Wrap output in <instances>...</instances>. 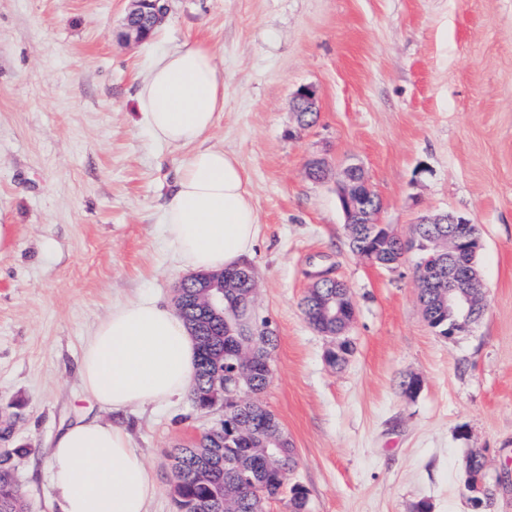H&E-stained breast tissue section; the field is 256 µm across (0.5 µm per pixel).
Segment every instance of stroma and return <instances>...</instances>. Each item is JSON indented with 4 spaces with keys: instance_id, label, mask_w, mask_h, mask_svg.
I'll list each match as a JSON object with an SVG mask.
<instances>
[{
    "instance_id": "35a3bbf8",
    "label": "stroma",
    "mask_w": 512,
    "mask_h": 512,
    "mask_svg": "<svg viewBox=\"0 0 512 512\" xmlns=\"http://www.w3.org/2000/svg\"><path fill=\"white\" fill-rule=\"evenodd\" d=\"M127 0H0V414L28 512H54L48 462L61 429L99 409L79 374L82 347L114 305L170 301L183 272L163 234L185 151L154 143L135 107L151 59L206 42L224 111L209 145L244 166L259 215L249 260L255 325L277 337L263 401L296 454L308 512H477L463 492L482 454L487 512H512V0H169L137 44ZM317 90L303 128L299 86ZM315 155L332 177L311 180ZM359 162L381 223L409 237L449 211L480 228L487 300L464 335L425 321L412 262L353 254L336 175ZM349 287L353 353L330 366L304 318L311 272ZM422 387L405 395L401 380ZM189 399L120 416L174 512L168 452L220 421Z\"/></svg>"
}]
</instances>
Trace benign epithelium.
Returning <instances> with one entry per match:
<instances>
[{
  "mask_svg": "<svg viewBox=\"0 0 512 512\" xmlns=\"http://www.w3.org/2000/svg\"><path fill=\"white\" fill-rule=\"evenodd\" d=\"M169 12L167 0H128L125 16V38L140 43L148 40L150 31L165 21ZM295 112H314L317 93L311 86L299 88L293 95ZM308 176L316 181L327 178L325 161L314 157L307 163ZM337 194L346 223L355 225V234L367 247L366 260L375 262L384 255L380 242L391 237L388 228L378 221L382 208L379 195L373 190L361 165L350 163L342 170V179L337 186ZM421 224H431L433 229L428 239L420 236ZM482 238L473 220L458 213L448 212L434 217H424L414 225L409 238L403 241L402 251L386 265L393 268L403 259L413 254L421 264L424 278L416 280L418 288L428 287V282L448 281V290L441 293L439 301L448 319L447 333L450 335L470 331L483 313L484 288L479 271L471 267V259L481 249ZM252 274L241 270L234 275L222 271L207 274H191L177 284L174 289V303L183 301L182 288L192 283L203 289L200 300L210 315L224 317V296L236 293L239 281L249 279ZM346 289L336 287V294L326 296L314 309L311 325L330 341L326 358L331 359L343 353L351 345L347 333L355 319V308L343 309L341 300ZM235 354L247 355L248 365L234 368L237 391L224 405V418L234 419L232 439H245L250 436L246 424L237 418L241 409L259 411L265 408L261 393L250 388L254 375L253 364L262 361L267 370H272V353L260 349L254 343L237 342ZM271 433L262 440L260 454L271 458L285 446L287 435L276 423H271Z\"/></svg>",
  "mask_w": 512,
  "mask_h": 512,
  "instance_id": "1",
  "label": "benign epithelium"
}]
</instances>
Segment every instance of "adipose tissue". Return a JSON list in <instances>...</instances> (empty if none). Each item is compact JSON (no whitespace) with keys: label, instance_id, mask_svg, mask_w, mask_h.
<instances>
[{"label":"adipose tissue","instance_id":"ef3b65f1","mask_svg":"<svg viewBox=\"0 0 512 512\" xmlns=\"http://www.w3.org/2000/svg\"><path fill=\"white\" fill-rule=\"evenodd\" d=\"M135 101L154 142L187 153L163 216L181 265L199 272L244 264L259 217L240 161L206 144L224 110L212 48L197 43L155 55ZM197 354L176 311L151 298L113 306L96 325L79 373L90 399L113 418H82L56 436L50 472L58 512H148L157 487L117 417L188 394Z\"/></svg>","mask_w":512,"mask_h":512}]
</instances>
